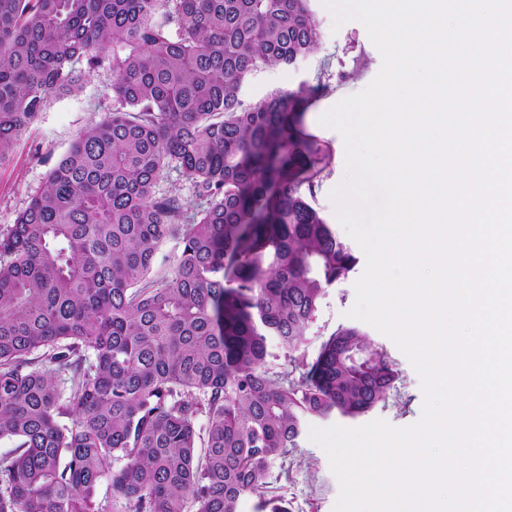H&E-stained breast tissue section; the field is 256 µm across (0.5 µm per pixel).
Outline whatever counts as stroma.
<instances>
[{
	"mask_svg": "<svg viewBox=\"0 0 512 512\" xmlns=\"http://www.w3.org/2000/svg\"><path fill=\"white\" fill-rule=\"evenodd\" d=\"M311 7L321 30L315 53L295 67L262 70L245 86L244 95L259 99L274 89L293 90L314 83L319 67L325 64L331 71L346 72V80L331 81L328 90L304 117L307 130L325 140L333 153L331 172L315 197L316 207L333 223L337 217L330 193L345 179V147L341 135L321 125L319 118L339 97L365 89L378 74L382 58L361 23L350 21L337 28L322 0H312ZM358 58L367 59V66L356 68L354 61ZM111 84L108 63L87 70L81 90L52 95L45 110L16 141L10 157L0 163V232L14 224L30 199L43 189L50 168L66 153L73 138L111 112ZM364 269V264H357L354 274L328 288L304 345L307 355H314L322 340L337 325L345 323V314L355 303L354 284ZM367 333L373 345L384 349L395 361L399 372L396 387L390 391L386 403L369 412L368 420L381 419L396 428L416 423L425 401L418 373L389 337L372 327ZM338 492V481L325 452L304 432L296 448L290 449L285 467H273L268 487L244 495L238 512H269L268 501L279 496L289 501L291 512H333Z\"/></svg>",
	"mask_w": 512,
	"mask_h": 512,
	"instance_id": "1",
	"label": "stroma"
}]
</instances>
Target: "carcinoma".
Masks as SVG:
<instances>
[{"mask_svg": "<svg viewBox=\"0 0 512 512\" xmlns=\"http://www.w3.org/2000/svg\"><path fill=\"white\" fill-rule=\"evenodd\" d=\"M311 2L0 0V163L77 64L112 53L115 100L0 234V512H107L104 482L112 512H237L307 421L386 402L399 373L363 329L302 352L358 263L303 130L331 73L242 94L314 54ZM172 171L194 211L160 189Z\"/></svg>", "mask_w": 512, "mask_h": 512, "instance_id": "carcinoma-1", "label": "carcinoma"}]
</instances>
